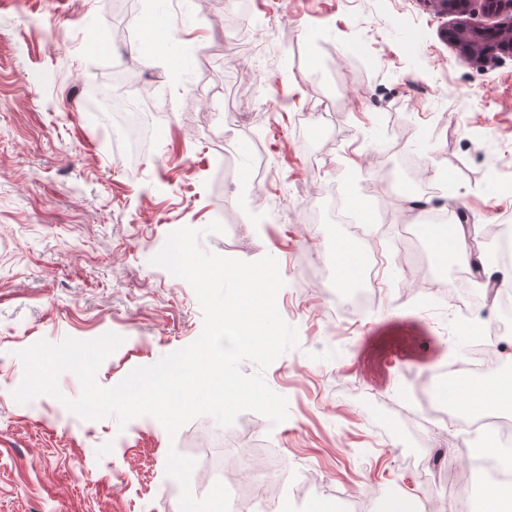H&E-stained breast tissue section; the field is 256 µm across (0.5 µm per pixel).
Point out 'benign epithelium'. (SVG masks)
Returning <instances> with one entry per match:
<instances>
[{
	"instance_id": "benign-epithelium-1",
	"label": "benign epithelium",
	"mask_w": 512,
	"mask_h": 512,
	"mask_svg": "<svg viewBox=\"0 0 512 512\" xmlns=\"http://www.w3.org/2000/svg\"><path fill=\"white\" fill-rule=\"evenodd\" d=\"M436 5L460 17L470 10L471 0H436ZM482 8L502 22L479 27L458 20L448 28V40L462 47L469 62H487L499 52H512V0H483Z\"/></svg>"
}]
</instances>
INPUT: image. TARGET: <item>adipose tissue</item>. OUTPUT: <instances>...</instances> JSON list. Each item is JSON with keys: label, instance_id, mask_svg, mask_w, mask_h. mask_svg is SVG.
<instances>
[{"label": "adipose tissue", "instance_id": "1", "mask_svg": "<svg viewBox=\"0 0 512 512\" xmlns=\"http://www.w3.org/2000/svg\"><path fill=\"white\" fill-rule=\"evenodd\" d=\"M448 412L452 423L467 420L479 410L512 411V372L497 377L486 385H474L469 380H459L451 386L448 395Z\"/></svg>", "mask_w": 512, "mask_h": 512}]
</instances>
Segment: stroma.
I'll return each instance as SVG.
<instances>
[{
    "instance_id": "35a3bbf8",
    "label": "stroma",
    "mask_w": 512,
    "mask_h": 512,
    "mask_svg": "<svg viewBox=\"0 0 512 512\" xmlns=\"http://www.w3.org/2000/svg\"><path fill=\"white\" fill-rule=\"evenodd\" d=\"M141 25L175 37L169 51L143 44L124 61L112 0H0V512H179L182 488L166 474L170 450L192 457L195 497L207 495L201 416L169 436L155 418L85 419L63 399L13 396L19 358L39 341L123 336L100 365V386L117 385L194 342L203 315L188 281L152 265L168 235L220 221L200 244L253 262L273 256L285 281V321L298 333L264 372L288 401L275 423L255 412L235 425L248 442L283 452L292 512L317 503L345 512L351 496L377 492L403 505L479 496L477 473L449 488L402 473L398 461L432 441L444 458L476 453L468 431L437 420L418 436L393 402L437 366L459 362L460 306L433 291L402 293L403 267L451 285L425 238L406 256L390 252L378 304L359 320H333L320 264L331 261L341 224L323 238L301 232L318 198L301 190L346 189L371 205L360 229L389 243L400 225L422 223L416 201L442 194L449 223L465 219L474 241L492 224L512 225V56L467 62L445 31L452 16L431 0H284V19L250 0L246 41L226 43L224 0H132ZM151 119L135 159L112 142L92 88L113 70ZM247 109L234 175L221 176L225 106ZM333 114L312 138L321 103ZM405 138L430 168L427 185L401 181L392 147ZM263 153L271 182L252 187Z\"/></svg>"
}]
</instances>
